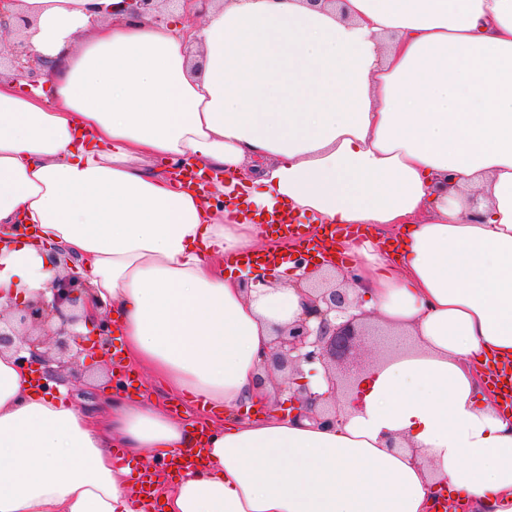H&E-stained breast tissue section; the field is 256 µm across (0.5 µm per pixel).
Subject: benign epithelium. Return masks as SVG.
I'll list each match as a JSON object with an SVG mask.
<instances>
[{
    "label": "benign epithelium",
    "instance_id": "obj_1",
    "mask_svg": "<svg viewBox=\"0 0 512 512\" xmlns=\"http://www.w3.org/2000/svg\"><path fill=\"white\" fill-rule=\"evenodd\" d=\"M14 0H0V33L13 35L30 27L17 17L9 20L3 9ZM20 51L9 59L18 73L46 68L31 57L22 39ZM46 264L60 272L47 284L52 299L40 292L34 298L11 301L0 308V354L11 352L32 372L35 381L61 382V372L84 357H97L105 371L116 368L106 315L97 312L90 300L85 279L74 259L55 251ZM307 305L303 317L292 324L276 328L269 347L261 355V365L268 377L283 374L275 384L276 393L289 395V406L282 411L307 415L324 426L336 424V399L347 398L359 388L365 369L355 361L362 337L366 335L369 314L358 310L353 289L334 285H307ZM319 365L324 370L327 392L311 395L304 381L303 367Z\"/></svg>",
    "mask_w": 512,
    "mask_h": 512
}]
</instances>
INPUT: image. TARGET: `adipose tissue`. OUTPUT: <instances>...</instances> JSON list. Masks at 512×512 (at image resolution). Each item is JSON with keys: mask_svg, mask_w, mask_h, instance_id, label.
Listing matches in <instances>:
<instances>
[{"mask_svg": "<svg viewBox=\"0 0 512 512\" xmlns=\"http://www.w3.org/2000/svg\"><path fill=\"white\" fill-rule=\"evenodd\" d=\"M48 91L0 75V291L75 257L126 358L224 410L96 411L0 355V512H139L133 463L186 461L169 512H512V416L477 372L512 360V0H17ZM195 162L188 187L156 164ZM346 237L357 296L411 346L374 360L335 426L267 406L260 354L301 292L225 272L284 212ZM184 2L186 9H193V12L201 14L205 12L207 6L211 0H129L128 2L132 5V13L136 16L152 13L157 8L158 2ZM199 5V6H198ZM198 6V7H197Z\"/></svg>", "mask_w": 512, "mask_h": 512, "instance_id": "obj_1", "label": "adipose tissue"}]
</instances>
